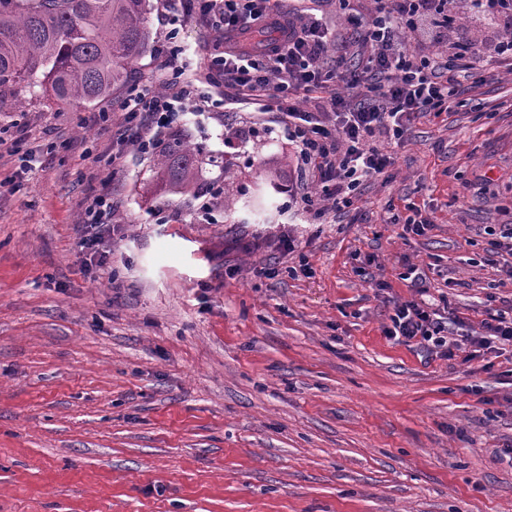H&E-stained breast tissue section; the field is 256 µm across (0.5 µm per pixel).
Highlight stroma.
Segmentation results:
<instances>
[{
    "mask_svg": "<svg viewBox=\"0 0 512 512\" xmlns=\"http://www.w3.org/2000/svg\"><path fill=\"white\" fill-rule=\"evenodd\" d=\"M145 9L146 50L105 101L0 92V512H512V352L384 334L419 297L412 271L449 339L512 310L492 252L512 224V67L382 139L393 167L340 211L273 113L187 103L175 141L197 177L177 192L133 146L108 163L121 103L159 74L164 4ZM19 146L38 157L20 180ZM296 184L325 223L286 207ZM101 192L115 231L93 266ZM409 202L422 234L388 221ZM86 219L83 224H90L94 228L102 230L112 226V196L98 194L94 196L85 208Z\"/></svg>",
    "mask_w": 512,
    "mask_h": 512,
    "instance_id": "1",
    "label": "stroma"
}]
</instances>
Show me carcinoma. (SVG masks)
<instances>
[{"instance_id":"obj_1","label":"carcinoma","mask_w":512,"mask_h":512,"mask_svg":"<svg viewBox=\"0 0 512 512\" xmlns=\"http://www.w3.org/2000/svg\"><path fill=\"white\" fill-rule=\"evenodd\" d=\"M147 39L145 0H34L0 10V89L22 92L40 74L58 106L104 101ZM192 154L177 145L158 158L173 188L192 184Z\"/></svg>"}]
</instances>
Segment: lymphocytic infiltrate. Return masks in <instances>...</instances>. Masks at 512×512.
Listing matches in <instances>:
<instances>
[{
    "instance_id": "f902f5d3",
    "label": "lymphocytic infiltrate",
    "mask_w": 512,
    "mask_h": 512,
    "mask_svg": "<svg viewBox=\"0 0 512 512\" xmlns=\"http://www.w3.org/2000/svg\"><path fill=\"white\" fill-rule=\"evenodd\" d=\"M172 12L170 38L195 25L207 31L213 51L205 77L216 88H231L255 104L275 109L312 178L332 191L336 208H347L360 183L384 175L391 153L371 145L375 134L401 139L411 116L448 111L456 99V78L479 75L490 56L512 64V7L504 0H464L471 29L494 31L491 50L473 41L452 54H419V41L440 42L448 26V0H379L377 15L348 17V29L332 27L312 7L299 22L281 18L279 0H164ZM354 42L358 72H350L337 47ZM178 45L168 46L158 86L132 90L122 108L126 124L120 143L152 155L173 136L182 106L197 96L183 82ZM377 82L362 87L359 72ZM390 338L417 341L456 357L437 309L411 301L396 307ZM512 346V315L497 312L465 336L466 360L504 345Z\"/></svg>"
}]
</instances>
